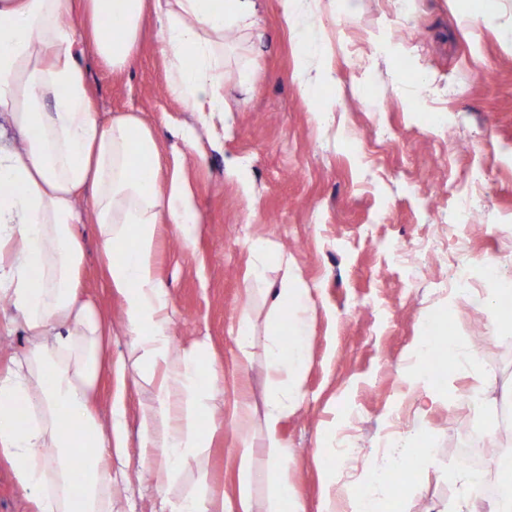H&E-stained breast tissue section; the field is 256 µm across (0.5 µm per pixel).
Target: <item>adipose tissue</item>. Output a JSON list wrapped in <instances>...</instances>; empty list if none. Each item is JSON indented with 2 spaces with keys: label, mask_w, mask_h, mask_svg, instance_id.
Returning a JSON list of instances; mask_svg holds the SVG:
<instances>
[{
  "label": "adipose tissue",
  "mask_w": 512,
  "mask_h": 512,
  "mask_svg": "<svg viewBox=\"0 0 512 512\" xmlns=\"http://www.w3.org/2000/svg\"><path fill=\"white\" fill-rule=\"evenodd\" d=\"M320 0H281L282 16L301 48L295 74L314 98L330 82L313 72L323 46ZM160 25L170 95L198 125L224 119V35L261 39L256 0H0V119L18 142L0 145V302L14 315L8 332L25 347L0 373V457L35 512H113L112 457L127 452L125 388L146 395L138 416V456L152 463L163 490L153 512H258L254 487L257 452L268 463V510L307 512L298 484L288 477L290 448L281 426L303 404L310 364L313 290L279 243L251 242L247 301L236 331L238 360L250 367L254 314L266 312L263 359L268 390L263 446L250 431L254 415L235 400L229 423L238 439L230 492L209 491L211 442L224 423L219 372L206 344L175 347L174 309L156 260L160 225L198 222L194 195L172 174L159 183L163 156L153 130L137 115L101 123L90 103L86 48L112 70L125 69L141 39L146 12ZM89 191L90 211L79 194ZM91 222L105 258V285L122 302L130 361H113L112 324L80 295L84 248L77 224ZM282 268L268 280L270 266ZM117 387L99 411L101 374ZM432 448L411 437L394 439L384 456L368 455L357 485L340 488L325 470L318 512H376L381 502L403 501L391 487L399 465L431 464ZM453 512H512V496L487 497L485 479L457 476Z\"/></svg>",
  "instance_id": "ef3b65f1"
}]
</instances>
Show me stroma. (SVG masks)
Returning a JSON list of instances; mask_svg holds the SVG:
<instances>
[{
  "label": "stroma",
  "mask_w": 512,
  "mask_h": 512,
  "mask_svg": "<svg viewBox=\"0 0 512 512\" xmlns=\"http://www.w3.org/2000/svg\"><path fill=\"white\" fill-rule=\"evenodd\" d=\"M263 38L251 45L225 35L224 133L197 129L198 149H185L182 174L199 222L191 242L175 225L161 230L158 265L176 311L172 337L186 347L207 340L224 370V400L262 406L261 361L237 366L233 329L245 305L248 244L278 242L315 288L310 368L304 405L282 425L294 450L290 477L318 512L322 462L335 458L336 433L351 431L361 454L382 448L390 418L422 429L437 448L434 468H405L400 478L409 512H440L465 472L463 456L477 443L470 409L424 406L405 375L427 320L446 316L448 337L475 343V362L492 369L490 394L512 388V334L496 335L483 296H452L456 266L443 253L422 251L445 228L448 251L465 247L473 269L492 259L512 279V46L500 25L512 0L473 17L459 0H322L324 61L333 82L317 92L330 122L317 124L312 103L292 75L297 43L282 21L280 0H258ZM92 107L101 121L137 113L163 152L192 124L167 89L159 25L144 21L131 65L114 71L86 52ZM248 80L251 95L239 83ZM392 141L374 147L377 132ZM481 176L472 202L480 223L461 229L458 199L470 173ZM278 223H269L270 215ZM85 259L81 296L99 302L112 321V355L126 356L120 301L101 286L99 246L92 224L76 225ZM447 251V252H448ZM336 460V483L359 461ZM114 512H151L159 490L149 468L131 456L114 471Z\"/></svg>",
  "instance_id": "obj_1"
}]
</instances>
